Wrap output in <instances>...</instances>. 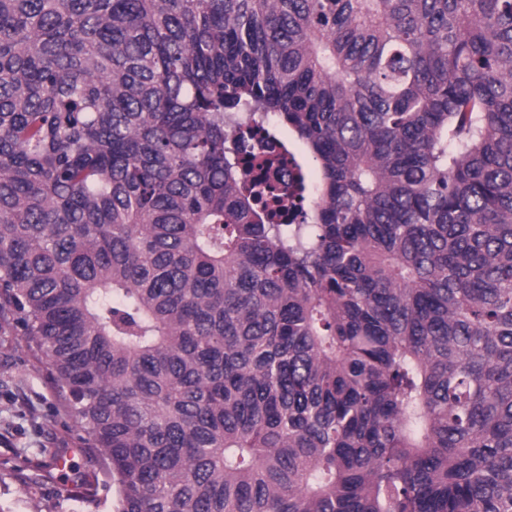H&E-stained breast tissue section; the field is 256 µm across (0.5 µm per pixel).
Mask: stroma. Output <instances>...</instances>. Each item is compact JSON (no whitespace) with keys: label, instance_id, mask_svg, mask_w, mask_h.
I'll list each match as a JSON object with an SVG mask.
<instances>
[{"label":"stroma","instance_id":"1","mask_svg":"<svg viewBox=\"0 0 512 512\" xmlns=\"http://www.w3.org/2000/svg\"><path fill=\"white\" fill-rule=\"evenodd\" d=\"M80 436L45 363L0 319V512H113L115 488ZM54 453L66 467H48Z\"/></svg>","mask_w":512,"mask_h":512}]
</instances>
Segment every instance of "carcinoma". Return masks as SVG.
<instances>
[{
  "label": "carcinoma",
  "mask_w": 512,
  "mask_h": 512,
  "mask_svg": "<svg viewBox=\"0 0 512 512\" xmlns=\"http://www.w3.org/2000/svg\"><path fill=\"white\" fill-rule=\"evenodd\" d=\"M6 306L116 512H512V0H0ZM224 121L232 125L241 124L240 157L250 152L276 155L281 162L282 178L288 175L291 179L304 171L301 152L288 144L279 130L271 132L272 121L251 112H226ZM302 194H295L289 200H285L284 215L276 218L274 222L279 224H307L306 212L303 206Z\"/></svg>",
  "instance_id": "obj_1"
}]
</instances>
